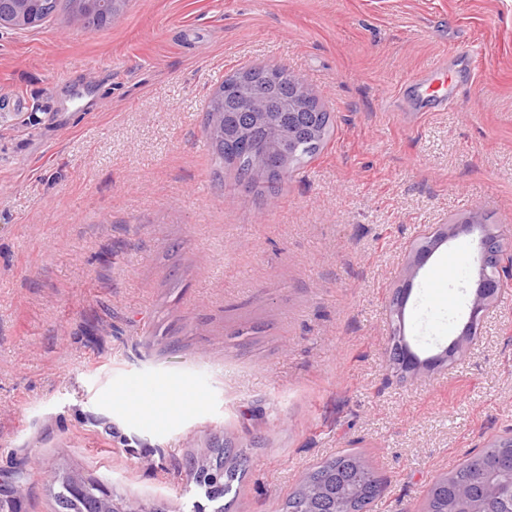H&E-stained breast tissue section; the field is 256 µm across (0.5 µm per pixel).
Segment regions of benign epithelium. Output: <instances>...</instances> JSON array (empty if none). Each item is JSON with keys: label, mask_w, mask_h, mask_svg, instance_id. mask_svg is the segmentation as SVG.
<instances>
[{"label": "benign epithelium", "mask_w": 512, "mask_h": 512, "mask_svg": "<svg viewBox=\"0 0 512 512\" xmlns=\"http://www.w3.org/2000/svg\"><path fill=\"white\" fill-rule=\"evenodd\" d=\"M9 7L0 11V31L27 30L38 26L34 14V0H8ZM122 0H80L79 7L68 16V22L75 29L85 28V15L88 12L120 14ZM267 78H286L293 88V98L288 103V111L269 110L265 94L257 89L260 82L249 72L255 67L240 71L237 82L241 88L239 111L232 114L238 126L264 124L281 130V136L265 142L258 150L256 162L258 170H264V163L270 157L279 159V176L290 174L293 163L298 158V137L295 127L314 94L305 81L278 64L260 66ZM461 235H473L476 241L474 261L476 278L469 305L468 320L461 335L443 351V354L422 360L405 341L402 331V311L400 304H391V312L397 316L398 324L393 327V345L398 347L399 356L392 359L400 373L419 374L455 361L469 344L479 335L484 314L497 303L504 288L512 284V228L500 224H486L477 212L449 224H438L421 234L411 245L410 260L403 273V283L398 287L401 296L409 292L412 280L427 262L432 253L443 243ZM49 486L65 485L71 494L80 495L89 480L80 472L58 468L48 478ZM20 490L9 488L0 490V512H17L16 502ZM512 502V469L486 472L479 476L471 487L459 488L448 512H492L494 501ZM96 512H163L158 505H147L116 496L106 488H101L95 501Z\"/></svg>", "instance_id": "benign-epithelium-1"}]
</instances>
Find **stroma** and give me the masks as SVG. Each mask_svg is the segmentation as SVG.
Segmentation results:
<instances>
[{"mask_svg":"<svg viewBox=\"0 0 512 512\" xmlns=\"http://www.w3.org/2000/svg\"><path fill=\"white\" fill-rule=\"evenodd\" d=\"M280 64L334 116L276 189L218 167L207 103ZM446 69L440 106L417 81ZM0 485L55 512L66 466L166 512H212L191 460L243 449L225 512H279L358 451L372 512L512 433V287L452 364L401 377L389 298L422 229L512 225V0H129L0 33ZM473 244L420 270L403 332L427 358L467 320ZM174 394L166 414L130 395ZM79 7L68 16V22L75 29H85V15L87 12L109 14L112 20L121 13L122 0H82L77 1Z\"/></svg>","mask_w":512,"mask_h":512,"instance_id":"obj_1","label":"stroma"}]
</instances>
